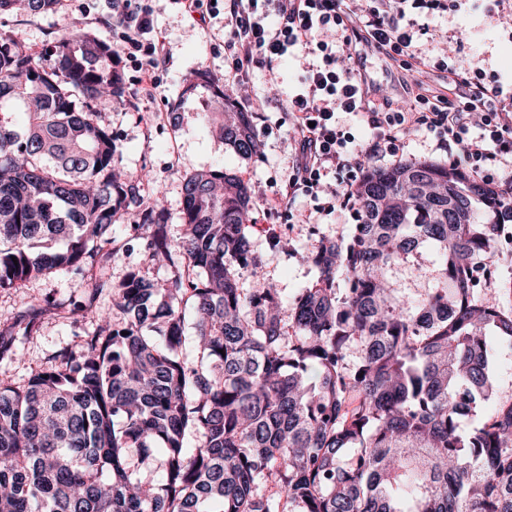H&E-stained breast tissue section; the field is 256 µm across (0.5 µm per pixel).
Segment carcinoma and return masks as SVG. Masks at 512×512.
<instances>
[{"mask_svg": "<svg viewBox=\"0 0 512 512\" xmlns=\"http://www.w3.org/2000/svg\"><path fill=\"white\" fill-rule=\"evenodd\" d=\"M59 4L0 0V13ZM109 59L84 31L40 53L0 37V108L19 116L0 113V288L99 272L88 300L49 296L0 324V363L46 316L93 325L22 386L0 371V512H512V398L493 366L512 354V309L484 291L512 190L440 163L373 170L362 222L313 245L319 278L289 301L263 279L242 287L263 266L253 233L288 241L250 223L242 178L201 171L183 182L179 240L164 211L133 214L169 277L133 267L111 284L112 224L140 186L98 122L126 93ZM214 97L220 139L258 155L250 113ZM424 247L431 286L410 293L392 272ZM105 288L109 313L93 308Z\"/></svg>", "mask_w": 512, "mask_h": 512, "instance_id": "cac0c4a2", "label": "carcinoma"}]
</instances>
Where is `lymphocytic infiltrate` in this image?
Listing matches in <instances>:
<instances>
[{
  "label": "lymphocytic infiltrate",
  "mask_w": 512,
  "mask_h": 512,
  "mask_svg": "<svg viewBox=\"0 0 512 512\" xmlns=\"http://www.w3.org/2000/svg\"><path fill=\"white\" fill-rule=\"evenodd\" d=\"M378 2L362 18L347 0H229L232 27L224 57L235 75L254 66L277 75L292 49L316 59L300 89L278 102L293 149L292 173L278 201L282 214H289L299 196L318 198L323 177L332 172L337 187L328 213L356 215L354 189L366 161L397 156L401 140L414 130L432 134L440 147H456L453 165L492 186L512 185V170H494L501 155H512V113L498 107L501 90L486 81L484 72L456 62L448 65V85L457 97L453 103L439 105L420 93L416 108L410 110L370 108L357 73L344 64L338 47L359 43L390 56L412 53L404 11L392 10L388 0ZM112 10L123 28L125 52L145 58L140 88L152 96L165 55L164 37L152 32V9L147 0H112ZM340 112L361 117L370 131L367 141L357 142L354 134L337 125Z\"/></svg>",
  "instance_id": "obj_1"
}]
</instances>
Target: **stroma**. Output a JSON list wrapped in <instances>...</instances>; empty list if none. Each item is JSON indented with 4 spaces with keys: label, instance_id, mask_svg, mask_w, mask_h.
Listing matches in <instances>:
<instances>
[{
    "label": "stroma",
    "instance_id": "stroma-1",
    "mask_svg": "<svg viewBox=\"0 0 512 512\" xmlns=\"http://www.w3.org/2000/svg\"><path fill=\"white\" fill-rule=\"evenodd\" d=\"M447 4V10L429 17L406 15L405 22L415 33L416 52L425 57L457 58L465 66L496 77L504 91L512 92V32L501 24L496 0H447ZM151 7L154 28L164 36L167 49L158 71L160 86L153 97L140 95L137 80L142 60L124 58L121 69L128 101L105 107L98 121L116 137L124 172L141 176V205L164 210L171 237H180L183 232L180 215L186 176L221 168L248 181L253 190V223L278 225L290 249L286 256L271 252L264 235L254 234V249L264 259L263 274L286 298H294L318 277L317 269L306 259L312 245L322 237L348 235L354 228L350 217L339 219L320 212L317 201L307 197L297 201L292 218L281 217L274 208L291 164L287 131L277 125L280 112L276 103L296 89L310 58L288 57L274 78L265 70L251 69L243 78L248 98L241 102L237 90L225 80L224 38L231 30L229 14L212 13L208 0L193 13L184 11L175 0H152ZM72 30L92 32L112 48L121 43L112 0H62L55 12L46 15L22 11L0 14V36L37 51ZM198 68L207 71L210 86L183 96L186 79ZM362 68L373 82L369 104L380 110L410 107L422 88L434 95L449 93L445 72L408 70L400 61L371 49L364 52ZM217 86L236 99L237 110L266 116L269 131L260 137L258 156L249 160L239 157L214 131L207 110ZM175 112L182 115L177 124L171 119ZM91 289L90 277L51 274L19 290H0V321L14 318L45 296L81 300ZM89 326L86 320H46L39 332L26 340L21 360L9 365L11 378L19 384L27 381L43 367L47 354L74 344L77 335Z\"/></svg>",
    "mask_w": 512,
    "mask_h": 512
}]
</instances>
